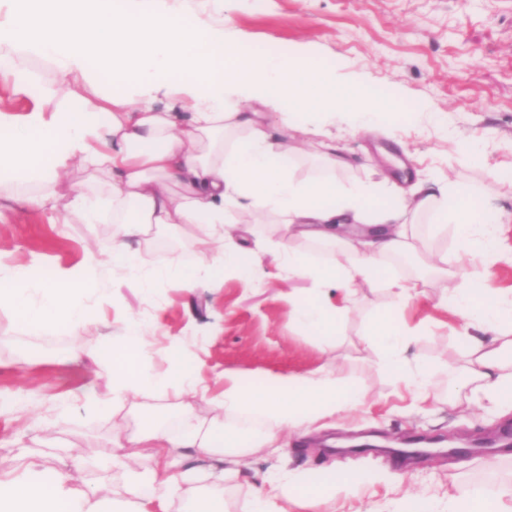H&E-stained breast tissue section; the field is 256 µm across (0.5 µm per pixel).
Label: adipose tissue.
Returning a JSON list of instances; mask_svg holds the SVG:
<instances>
[{
    "label": "adipose tissue",
    "mask_w": 512,
    "mask_h": 512,
    "mask_svg": "<svg viewBox=\"0 0 512 512\" xmlns=\"http://www.w3.org/2000/svg\"><path fill=\"white\" fill-rule=\"evenodd\" d=\"M210 2L213 11L203 16L185 0H127L120 7L113 0H0V77L11 81L17 96L58 102L52 111L37 105L20 117L0 108V126L8 130L0 136V212L9 201L44 211L62 198L66 212L83 223L110 219L112 263L131 274L140 259L127 240L146 241L154 229L184 226L195 231L203 266L260 273V254L244 241L255 225H270L266 248H283L289 273L310 283L308 296L293 302L290 315L314 333L341 321L356 286L388 290V315L361 342L393 374L403 369L404 353L422 331L403 316L409 299L426 295L432 280L460 276L448 306L476 330L463 370L486 401L497 407L512 403V291L485 287L470 272L456 274L444 252L414 276L385 274L382 265L390 257L419 256L416 227L426 217L457 225L460 250L494 264L501 259L502 212L475 211L470 190L445 178L409 189L387 180L341 185L336 171L346 162L332 143L318 173L297 178L298 150L276 138L265 114H274L286 129L314 125L328 139L337 114L371 128L389 114V105L358 76L349 97L337 96L341 74L320 68L317 49L307 44L277 54L248 53L224 23V0ZM27 56L53 66L54 85L38 90L17 79L16 63ZM107 80L115 94L104 92ZM76 167L102 180L104 189L69 187L64 178ZM298 241L334 254L335 264L296 250ZM97 277L98 262L91 258L81 271L38 283L24 275L1 278L0 307L22 313L38 329L84 327ZM170 351L166 369L146 366L142 330L130 320L109 347V397L87 393L83 407L117 412L133 397L188 396L179 432L150 428L113 435L115 467L124 465L119 449L153 451L151 469L113 492L128 496L130 512H171L174 494L189 485V512H224V469L238 465L225 460L224 450L236 435L196 413L194 401H208V391L199 387L190 356L176 344ZM364 398L333 374L268 376L249 388L228 370L215 401L226 412L266 422L269 430L257 445L275 448L281 428L310 429ZM185 448L215 458L214 469H180ZM65 481L62 475L45 481L36 454L21 451L0 468V512H110V494L91 500ZM352 482L349 476L306 482L290 472L262 484L253 512H288V489L295 483L303 512H319L337 484Z\"/></svg>",
    "instance_id": "obj_1"
}]
</instances>
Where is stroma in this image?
Masks as SVG:
<instances>
[{
  "mask_svg": "<svg viewBox=\"0 0 512 512\" xmlns=\"http://www.w3.org/2000/svg\"><path fill=\"white\" fill-rule=\"evenodd\" d=\"M227 24L261 54L302 40L320 51L318 63L344 76L363 74L392 106V133H366L337 118L336 148L350 162L336 172L346 185L417 181L445 173L473 188L474 209L512 210V0H228ZM112 224L57 223L53 214L14 207L0 223V276L25 271L38 279L80 268L88 249L100 260L97 291L88 300V328L55 332L28 327L20 314L0 310V464L10 465L29 445L45 476L77 473L86 490L111 481L94 460L108 447L114 422L127 434L169 428L174 397L141 400L119 413L81 408L59 415L57 404L93 386L106 393L112 377L107 348L136 317L149 345L150 367L165 365L171 342L195 356L211 394L232 369L245 385L264 375L332 372L366 394L359 410L337 416L315 440L282 431L277 451L245 450V467L226 477L228 512H249L255 488L284 471L312 479L332 474L365 477L364 486L337 487L332 512H448L459 487L494 493L512 484V447L464 453L483 435L512 425V412L484 409L473 384L459 372L468 338L463 320L439 307L457 283L433 280L414 300L411 323L424 331L409 346L408 367H427L428 400L415 409L396 379L365 352L361 338L390 308L382 286L359 289L337 332L317 339L291 320L289 294H306L307 280L273 260L264 274L220 278L204 267L185 290L172 280L145 293L142 280L173 253L195 255L187 231H158L152 243L130 242L142 258L139 278L113 267ZM443 435L455 455L402 467L385 451L395 438Z\"/></svg>",
  "mask_w": 512,
  "mask_h": 512,
  "instance_id": "1",
  "label": "stroma"
}]
</instances>
